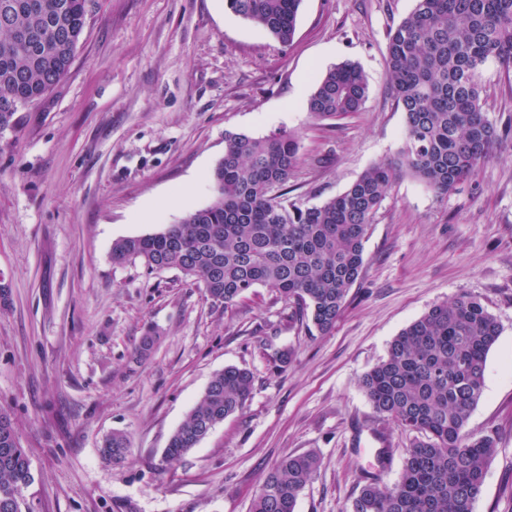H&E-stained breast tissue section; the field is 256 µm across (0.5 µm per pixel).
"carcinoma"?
I'll list each match as a JSON object with an SVG mask.
<instances>
[{
    "mask_svg": "<svg viewBox=\"0 0 512 512\" xmlns=\"http://www.w3.org/2000/svg\"><path fill=\"white\" fill-rule=\"evenodd\" d=\"M90 0H0V132L17 112L42 100L68 74ZM302 0H225L234 15L280 44L292 40ZM512 67V0H415L388 33L387 85L405 116L397 156L367 168L343 192L319 203L288 197L302 163L299 134L224 133L212 174L213 198L163 231L120 239L112 262L140 261L150 271L176 269L208 300L233 308L258 287L294 306L325 334L345 310L364 273V242L394 183L404 174L439 197L456 191L487 161L500 139L482 98V70ZM369 95L364 70L330 68L308 97L318 119L359 112ZM500 326L481 301L461 294L403 328L386 356L360 378L374 412L418 434L402 449L399 479L368 477L352 512H473L497 440L468 428L485 388L487 356ZM250 370L215 374L164 450L179 458L217 424L242 410ZM129 441L114 432L103 456L126 458ZM320 467L314 452L288 454L265 476L249 512H296L300 492ZM33 480L11 418L0 411V512H22Z\"/></svg>",
    "mask_w": 512,
    "mask_h": 512,
    "instance_id": "cac0c4a2",
    "label": "carcinoma"
}]
</instances>
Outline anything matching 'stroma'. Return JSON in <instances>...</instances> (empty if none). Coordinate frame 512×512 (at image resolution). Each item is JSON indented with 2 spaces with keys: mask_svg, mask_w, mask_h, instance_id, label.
<instances>
[{
  "mask_svg": "<svg viewBox=\"0 0 512 512\" xmlns=\"http://www.w3.org/2000/svg\"><path fill=\"white\" fill-rule=\"evenodd\" d=\"M414 5L302 0L284 46L224 0H92L66 77L0 133V411L34 477L22 512H249L268 471L307 451L321 466L296 512H351L366 473L398 480L413 438L374 413L358 381L406 325L460 293L501 327L468 421L498 438L473 512H512V133L448 197L396 181L364 275L324 335L291 322L271 289L227 312L177 270L112 262L115 241L210 203L225 132L297 131L291 196L312 203L395 157L404 114L384 56ZM345 60L367 75L362 111L313 117L309 94ZM482 86L489 120L512 130V71L489 63ZM149 331L156 343L138 358ZM229 365L254 376L244 409L166 463L170 436ZM115 431L130 443L118 464L100 452Z\"/></svg>",
  "mask_w": 512,
  "mask_h": 512,
  "instance_id": "stroma-1",
  "label": "stroma"
}]
</instances>
